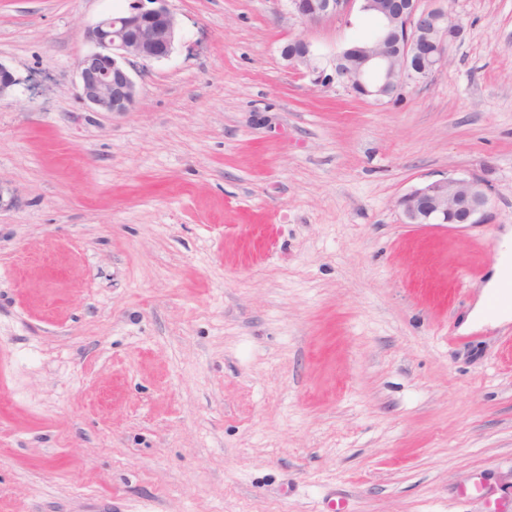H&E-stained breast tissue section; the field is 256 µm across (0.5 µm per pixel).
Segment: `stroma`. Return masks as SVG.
Here are the masks:
<instances>
[{
  "mask_svg": "<svg viewBox=\"0 0 512 512\" xmlns=\"http://www.w3.org/2000/svg\"><path fill=\"white\" fill-rule=\"evenodd\" d=\"M124 0H0V512H512V321L468 317L512 225V0L378 104L311 83L360 13L169 0L136 103L78 98ZM477 175L487 223L403 221Z\"/></svg>",
  "mask_w": 512,
  "mask_h": 512,
  "instance_id": "stroma-1",
  "label": "stroma"
}]
</instances>
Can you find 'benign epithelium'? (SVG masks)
I'll list each match as a JSON object with an SVG mask.
<instances>
[{"mask_svg": "<svg viewBox=\"0 0 512 512\" xmlns=\"http://www.w3.org/2000/svg\"><path fill=\"white\" fill-rule=\"evenodd\" d=\"M169 0H128L118 12L99 19L84 31L93 49L77 64V94L94 112H126L136 102L132 75L141 64L168 58L178 41L176 17ZM289 14L305 23L348 18L353 7L374 12L376 27L367 39L344 48L321 65L313 45L298 38L301 52L282 58L293 68L303 67L315 85L339 80L358 97L391 101L410 85L428 79L449 59L448 39H457L455 24L443 6L422 9L419 0H287ZM356 55L360 67L340 66L344 54ZM17 85L13 71L0 63V99ZM408 224L448 225L465 228L487 218L489 196L475 176L448 175L411 189L400 200Z\"/></svg>", "mask_w": 512, "mask_h": 512, "instance_id": "7a95c632", "label": "benign epithelium"}]
</instances>
